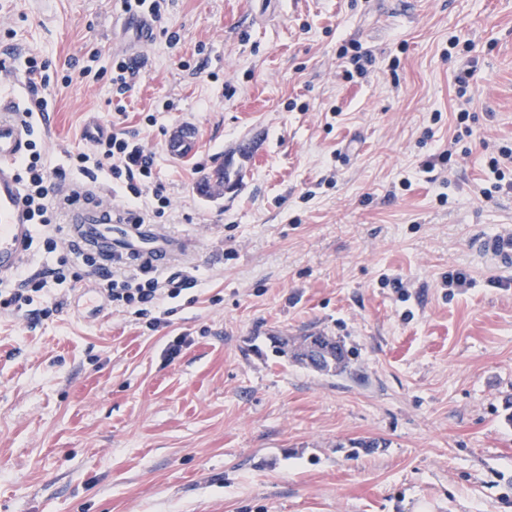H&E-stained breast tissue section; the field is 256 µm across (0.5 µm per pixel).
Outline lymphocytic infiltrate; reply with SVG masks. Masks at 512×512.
<instances>
[{
  "instance_id": "obj_1",
  "label": "lymphocytic infiltrate",
  "mask_w": 512,
  "mask_h": 512,
  "mask_svg": "<svg viewBox=\"0 0 512 512\" xmlns=\"http://www.w3.org/2000/svg\"><path fill=\"white\" fill-rule=\"evenodd\" d=\"M49 68V61L40 55L25 59L30 96L24 112L29 122H36L51 107L48 99L38 94L39 87L50 82ZM154 166L153 153L123 132L97 141L92 151L70 156L65 167L50 165L37 142L29 141L26 153L17 162L21 196L41 250L55 255L56 260L46 272L30 275L20 270L10 280L0 281V308L18 316L28 315L35 294L44 292L48 282L66 281L69 258L58 251V219L74 203L93 200L87 182L97 181L103 174L110 177L125 198L124 213L134 215L138 223L163 217L170 201L156 180ZM94 285L112 304L122 308L147 306L160 311L181 293L174 278L162 277L149 262H140L131 269L119 257L96 267Z\"/></svg>"
}]
</instances>
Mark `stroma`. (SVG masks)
<instances>
[{"label":"stroma","instance_id":"stroma-1","mask_svg":"<svg viewBox=\"0 0 512 512\" xmlns=\"http://www.w3.org/2000/svg\"><path fill=\"white\" fill-rule=\"evenodd\" d=\"M121 14L0 0V59H140L125 115L110 79L54 80L38 134L55 165L90 120L137 135L197 284L155 328L103 299L0 312V512H512V269L474 245L512 232V193L480 194L512 147V0H171L140 48ZM313 331L353 376L271 350Z\"/></svg>","mask_w":512,"mask_h":512}]
</instances>
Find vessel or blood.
<instances>
[{"label":"vessel or blood","mask_w":512,"mask_h":512,"mask_svg":"<svg viewBox=\"0 0 512 512\" xmlns=\"http://www.w3.org/2000/svg\"><path fill=\"white\" fill-rule=\"evenodd\" d=\"M29 128L17 109L0 105V277L15 272L25 255V244L33 234L27 210L21 199L16 161L25 153ZM118 221L111 208L75 207L70 225L72 240L84 250L94 252L104 261L113 254L135 260H147L154 266L172 263V246L166 245L150 224H130L131 237L123 245H114L112 229ZM480 251L504 267H512V234H501L477 241Z\"/></svg>","instance_id":"obj_1"}]
</instances>
